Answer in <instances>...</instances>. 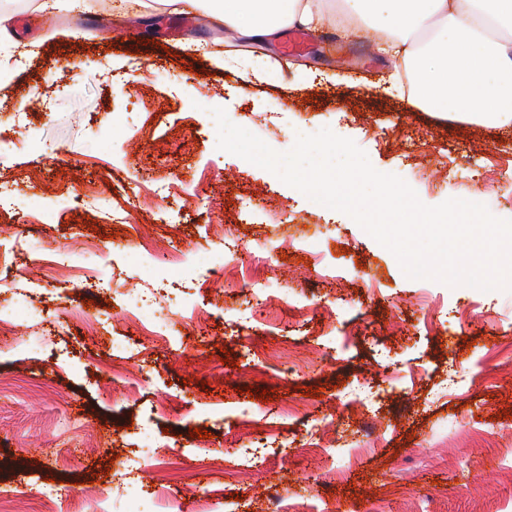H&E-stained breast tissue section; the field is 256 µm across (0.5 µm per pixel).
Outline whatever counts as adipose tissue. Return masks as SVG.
<instances>
[{
  "mask_svg": "<svg viewBox=\"0 0 512 512\" xmlns=\"http://www.w3.org/2000/svg\"><path fill=\"white\" fill-rule=\"evenodd\" d=\"M136 15L199 11L241 44L263 46L297 26L364 27L375 49L397 59L387 91L432 112L482 123L512 122V38L490 36L488 18L512 29V0H133Z\"/></svg>",
  "mask_w": 512,
  "mask_h": 512,
  "instance_id": "obj_1",
  "label": "adipose tissue"
}]
</instances>
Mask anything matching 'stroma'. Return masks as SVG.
<instances>
[{
    "label": "stroma",
    "mask_w": 512,
    "mask_h": 512,
    "mask_svg": "<svg viewBox=\"0 0 512 512\" xmlns=\"http://www.w3.org/2000/svg\"><path fill=\"white\" fill-rule=\"evenodd\" d=\"M37 4H10L16 39L0 46L11 68L0 181L15 189L0 223L27 239L0 281L16 325L0 335V486L16 490L7 512H38L46 484L56 512H96L95 489L125 484L146 432L161 456L192 452L186 476L153 471L146 483L211 512H263L271 486L312 512H512V478L499 471L512 456V355H502L512 291L407 278L348 215L218 150L204 104L248 116L247 130L279 153L305 126L330 128L424 204L477 192L500 219L512 217V195L497 190L512 178V124L444 118L384 92L396 62L364 33L305 30L291 50L280 32L255 54L274 74L259 84L216 67L213 55L237 46L204 16L102 20L95 2L81 13ZM302 69L314 82L298 81ZM465 155L477 166L454 174ZM174 211L173 236L159 217ZM139 232L156 239L158 259L134 256ZM174 246L185 252L177 273L164 259ZM63 248L95 284L57 287L49 261ZM37 266L36 281L26 271ZM220 266L223 293L199 289ZM127 285L170 308L171 335H143L123 316ZM249 286L272 298L251 320L239 311ZM116 339L124 375L105 379L95 358ZM265 389L272 398L259 401ZM362 391L373 400L351 407ZM322 411L348 451L342 466L305 432ZM250 442L269 447L259 466L225 474L215 452Z\"/></svg>",
    "instance_id": "obj_1"
}]
</instances>
